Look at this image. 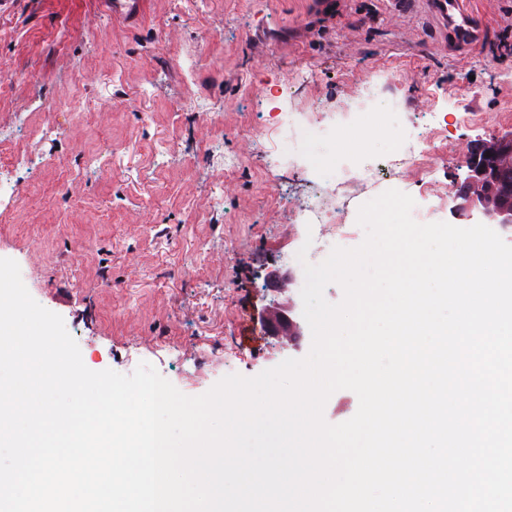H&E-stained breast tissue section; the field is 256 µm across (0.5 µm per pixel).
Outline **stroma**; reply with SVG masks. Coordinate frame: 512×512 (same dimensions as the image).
<instances>
[{"label": "stroma", "mask_w": 512, "mask_h": 512, "mask_svg": "<svg viewBox=\"0 0 512 512\" xmlns=\"http://www.w3.org/2000/svg\"><path fill=\"white\" fill-rule=\"evenodd\" d=\"M483 41L461 55L426 0H149L143 15L115 18L97 0H0V138L36 150L17 170L18 203L0 219V256L15 260L30 295L59 314L93 371L128 375L139 363L188 396L230 374L253 377L282 361L253 329L276 303L267 278L295 244L288 203L317 190L308 175L265 166L276 136L268 105L245 88L313 80L285 101L297 112L334 113L374 76L405 128L436 110L450 143L427 183L391 173L385 120L308 146L328 168L371 165L376 179L338 188L339 228L309 261L360 245L359 207L389 189L427 208L463 180L467 149L512 131V120L469 126L466 112L512 102V0H469ZM206 103L197 110L187 100ZM60 110L37 111L39 100ZM29 115L28 128L11 121ZM53 124L56 140L30 130ZM111 144L98 171L75 159ZM244 161L225 171L219 158ZM223 191L224 205L212 204Z\"/></svg>", "instance_id": "35a3bbf8"}]
</instances>
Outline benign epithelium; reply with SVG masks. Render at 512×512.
<instances>
[{
  "mask_svg": "<svg viewBox=\"0 0 512 512\" xmlns=\"http://www.w3.org/2000/svg\"><path fill=\"white\" fill-rule=\"evenodd\" d=\"M512 153V132L504 133L491 141H478L470 149L464 161L467 176L457 184V193L453 196L450 214L458 220H473L481 224H497L502 230L512 232V206L494 205L484 197L474 193V188L484 184L496 173V158L502 154ZM287 312L291 335L298 340L282 345L288 351H300L303 336V303L301 296L288 299L284 307Z\"/></svg>",
  "mask_w": 512,
  "mask_h": 512,
  "instance_id": "1",
  "label": "benign epithelium"
}]
</instances>
